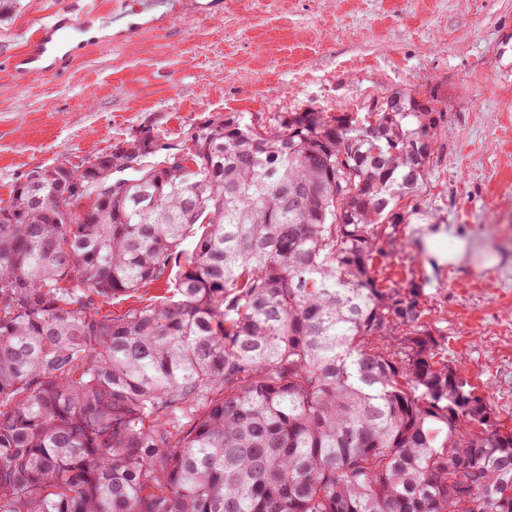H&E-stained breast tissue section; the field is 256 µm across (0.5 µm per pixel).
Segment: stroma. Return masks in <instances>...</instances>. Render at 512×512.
<instances>
[{
  "instance_id": "obj_1",
  "label": "stroma",
  "mask_w": 512,
  "mask_h": 512,
  "mask_svg": "<svg viewBox=\"0 0 512 512\" xmlns=\"http://www.w3.org/2000/svg\"><path fill=\"white\" fill-rule=\"evenodd\" d=\"M68 2L0 0V202L33 170L146 126L179 145L216 114L361 112L396 90L431 99L448 138L376 270L392 287L422 284L449 362L512 419V0H224L220 15L86 48L61 70L10 69L23 32ZM429 235L443 250L467 238L470 253L437 264Z\"/></svg>"
}]
</instances>
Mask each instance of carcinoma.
<instances>
[{
    "label": "carcinoma",
    "instance_id": "1",
    "mask_svg": "<svg viewBox=\"0 0 512 512\" xmlns=\"http://www.w3.org/2000/svg\"><path fill=\"white\" fill-rule=\"evenodd\" d=\"M389 97L373 124L216 115L176 166L147 163V130L15 186L0 512H512V427L448 364L420 289L373 274L447 136L430 101ZM164 275L153 303L94 307Z\"/></svg>",
    "mask_w": 512,
    "mask_h": 512
}]
</instances>
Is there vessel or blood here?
Masks as SVG:
<instances>
[{"label":"vessel or blood","mask_w":512,"mask_h":512,"mask_svg":"<svg viewBox=\"0 0 512 512\" xmlns=\"http://www.w3.org/2000/svg\"><path fill=\"white\" fill-rule=\"evenodd\" d=\"M224 0H114L107 24L119 36L132 38L149 29L167 26L180 15L219 14ZM95 13L89 0H72L69 7L30 31L26 50L11 60L13 69L38 72L67 64L73 55L70 35L85 31Z\"/></svg>","instance_id":"obj_1"}]
</instances>
